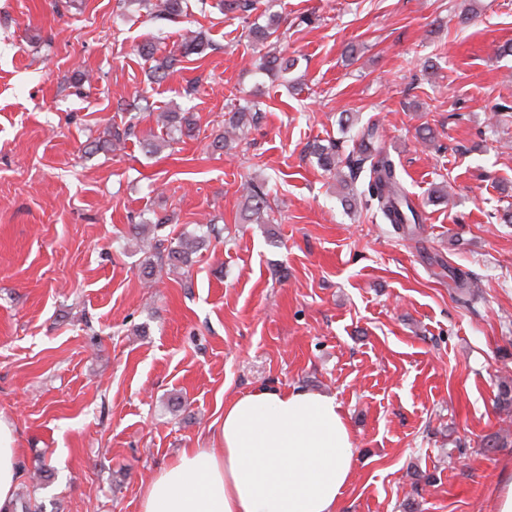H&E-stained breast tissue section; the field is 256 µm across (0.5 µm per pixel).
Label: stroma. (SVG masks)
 Returning <instances> with one entry per match:
<instances>
[{
  "label": "stroma",
  "instance_id": "obj_1",
  "mask_svg": "<svg viewBox=\"0 0 512 512\" xmlns=\"http://www.w3.org/2000/svg\"><path fill=\"white\" fill-rule=\"evenodd\" d=\"M186 6L166 23L119 0H0V418L20 465L50 472L16 499L141 512L182 449L214 446L225 399L275 386L344 413L358 454L339 512H495L512 478V108L489 116L512 105V0H262L247 20ZM273 17L296 61L276 80L244 28ZM190 28L204 60L150 83L141 47L164 56ZM251 100L261 121L211 152ZM174 106L187 127L149 153ZM345 112L382 128L419 237L349 212L310 154L350 147ZM131 121L119 150H91ZM248 180L277 223L246 219ZM210 222L145 287L155 239ZM451 265L476 281L467 300ZM495 435L507 446L485 447Z\"/></svg>",
  "mask_w": 512,
  "mask_h": 512
}]
</instances>
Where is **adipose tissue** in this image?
Masks as SVG:
<instances>
[{"label":"adipose tissue","mask_w":512,"mask_h":512,"mask_svg":"<svg viewBox=\"0 0 512 512\" xmlns=\"http://www.w3.org/2000/svg\"><path fill=\"white\" fill-rule=\"evenodd\" d=\"M21 450L0 419V512ZM356 441L334 398L263 387L228 399L211 448H185L149 481L141 512H338Z\"/></svg>","instance_id":"1"}]
</instances>
